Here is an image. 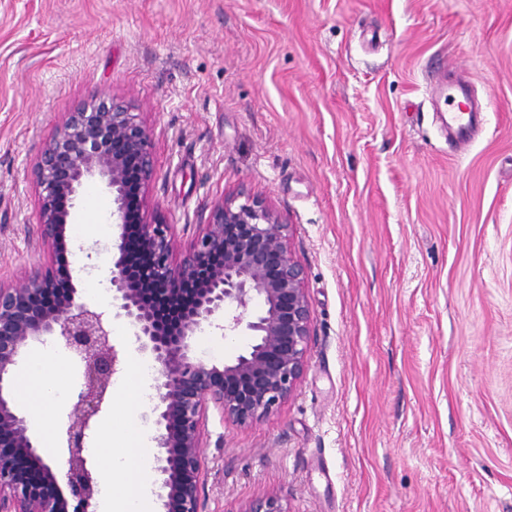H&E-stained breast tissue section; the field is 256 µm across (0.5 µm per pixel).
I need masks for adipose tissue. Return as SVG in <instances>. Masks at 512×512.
I'll return each mask as SVG.
<instances>
[{"label": "adipose tissue", "instance_id": "1", "mask_svg": "<svg viewBox=\"0 0 512 512\" xmlns=\"http://www.w3.org/2000/svg\"><path fill=\"white\" fill-rule=\"evenodd\" d=\"M53 354L49 347L38 348L21 367L14 382L17 400L31 405L38 421H45L52 404L61 397L54 379L47 370ZM126 449L111 451L107 440H100L93 453L102 458L108 475L101 486L103 512H148L151 488L145 478L149 468L148 435L136 423H128L125 431ZM120 475L121 484H114L113 475Z\"/></svg>", "mask_w": 512, "mask_h": 512}]
</instances>
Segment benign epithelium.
I'll use <instances>...</instances> for the list:
<instances>
[{
    "label": "benign epithelium",
    "mask_w": 512,
    "mask_h": 512,
    "mask_svg": "<svg viewBox=\"0 0 512 512\" xmlns=\"http://www.w3.org/2000/svg\"><path fill=\"white\" fill-rule=\"evenodd\" d=\"M150 133L138 114L108 98L77 105L45 142L32 174L37 188V240L48 258L23 282L0 281V512H97L98 475L86 448L120 366L110 322L81 301L73 270L60 265L68 248L67 224L82 188L102 182L112 193V223L119 234L109 283L117 315L135 328L140 348L158 365L152 408L160 450L157 471L165 512H203V417L208 405L224 419L246 425L272 414L294 392L306 367L312 311L306 272L288 249L293 225L259 197L226 199L198 225L190 246L174 262L172 225L151 211L156 179ZM150 277L143 286L128 276L127 225ZM196 285L174 324L159 319L152 295H177ZM252 317L226 314L247 309ZM232 336L245 328L250 348L219 367L192 354L203 328ZM54 340L83 365V383L59 431L63 468L45 460L13 405L11 376L26 349ZM244 512H287L277 496Z\"/></svg>",
    "instance_id": "1"
}]
</instances>
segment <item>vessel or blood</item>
Returning <instances> with one entry per match:
<instances>
[{
	"label": "vessel or blood",
	"mask_w": 512,
	"mask_h": 512,
	"mask_svg": "<svg viewBox=\"0 0 512 512\" xmlns=\"http://www.w3.org/2000/svg\"><path fill=\"white\" fill-rule=\"evenodd\" d=\"M449 108L442 117L448 137L458 147L470 144L475 129L488 112L490 100L477 101L465 79L454 78L447 85Z\"/></svg>",
	"instance_id": "b4317fda"
}]
</instances>
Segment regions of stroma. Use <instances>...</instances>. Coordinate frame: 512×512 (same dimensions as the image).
<instances>
[{"mask_svg":"<svg viewBox=\"0 0 512 512\" xmlns=\"http://www.w3.org/2000/svg\"><path fill=\"white\" fill-rule=\"evenodd\" d=\"M452 69L492 100L462 149L438 119ZM98 95L145 121L180 248L245 191L306 268L302 379L246 426L208 409L205 512H512V0H0V280L43 260L32 163ZM111 214L99 185L71 224ZM250 343L208 329L194 351ZM54 376L32 437L82 368Z\"/></svg>","mask_w":512,"mask_h":512,"instance_id":"obj_1","label":"stroma"}]
</instances>
